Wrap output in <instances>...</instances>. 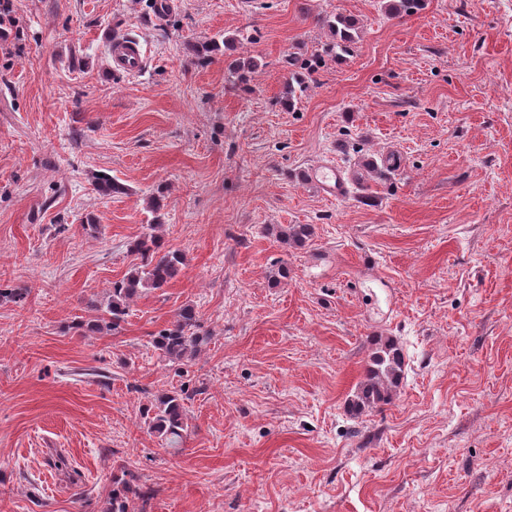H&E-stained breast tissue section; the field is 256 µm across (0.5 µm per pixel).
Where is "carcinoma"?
I'll return each mask as SVG.
<instances>
[{
	"label": "carcinoma",
	"mask_w": 512,
	"mask_h": 512,
	"mask_svg": "<svg viewBox=\"0 0 512 512\" xmlns=\"http://www.w3.org/2000/svg\"><path fill=\"white\" fill-rule=\"evenodd\" d=\"M422 6L423 0H388L385 8L390 15L400 17L411 15ZM320 22L331 33V40L324 49L325 55L340 57L350 54L355 42V19L335 14L321 17ZM232 49L233 39L213 37L198 48L200 64L205 65L212 55L226 51L224 64L231 87L246 91L259 62L251 56L232 58L227 54ZM285 64L291 67V71L285 81V92L280 103L290 108L295 106L296 92L302 93L308 88L307 77L320 67L321 57L303 61L287 58ZM94 188L104 195L123 191L120 184L105 174L94 177ZM271 231L275 232L279 242L290 247L304 246L313 234L309 224L276 225ZM130 251L140 258V265L130 269L123 279L113 282L108 296L93 305L96 316L75 321L73 328L112 336L122 333L130 301L145 291L165 288L186 265V256L179 250L165 249L163 239L153 232L137 236L130 243ZM200 327L195 308L190 304L184 305L166 327L152 334L151 343L162 359L185 365L208 344L209 337L200 334ZM372 341L375 350L362 379L346 402L347 412L355 418L391 404L405 375L406 362L402 348L390 338L376 336ZM191 397L192 394L185 388H173L158 395L144 413L148 428L172 447L180 446L187 434L186 402ZM150 497L151 493L140 487L138 476L123 466L120 473L112 475V498L103 512H136L135 501L145 503Z\"/></svg>",
	"instance_id": "obj_1"
}]
</instances>
